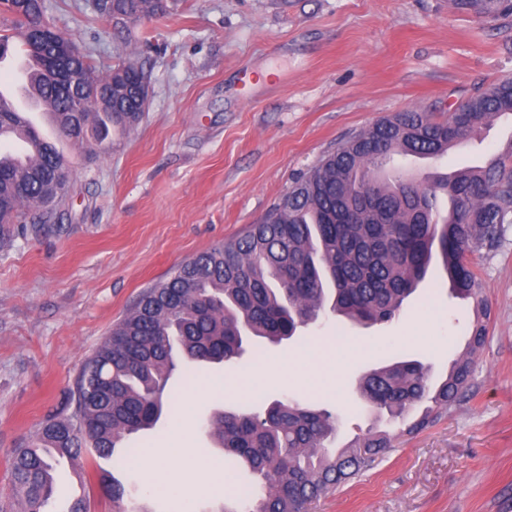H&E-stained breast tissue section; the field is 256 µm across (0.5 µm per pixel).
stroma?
Returning <instances> with one entry per match:
<instances>
[{
  "label": "stroma",
  "mask_w": 512,
  "mask_h": 512,
  "mask_svg": "<svg viewBox=\"0 0 512 512\" xmlns=\"http://www.w3.org/2000/svg\"><path fill=\"white\" fill-rule=\"evenodd\" d=\"M46 16L100 68L136 58L149 98L137 129L98 154L57 137L73 180L53 216L60 233L0 248V503L11 499L9 461L48 416L67 410L85 359L139 294L180 263L258 223L301 173L376 120L416 109L435 119L491 84L512 80V15L493 21L454 0H167L165 12L117 33L84 0H49ZM476 147L439 160L395 158L419 177L484 162L512 140V123L483 130ZM490 308L472 387L437 424L402 437L372 469L314 502L310 512H512V240L475 261ZM474 315L432 272L397 321L346 327L351 342L335 374L310 353L334 335L330 318L234 368L201 370L138 441L148 448L189 429L204 458H222L203 426L214 409L287 394L326 403L341 441L372 419L353 387L391 351L446 375L465 350ZM434 337L435 345L420 342ZM293 360L288 379L224 395L208 383L246 376L264 362ZM225 493L197 473L177 492L150 491L137 468L123 480L154 512H215ZM83 495L112 512L96 481L77 483L62 464L54 508Z\"/></svg>",
  "instance_id": "obj_1"
}]
</instances>
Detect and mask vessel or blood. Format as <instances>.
<instances>
[{"instance_id": "vessel-or-blood-1", "label": "vessel or blood", "mask_w": 512, "mask_h": 512, "mask_svg": "<svg viewBox=\"0 0 512 512\" xmlns=\"http://www.w3.org/2000/svg\"><path fill=\"white\" fill-rule=\"evenodd\" d=\"M1 63L23 76L22 81L0 85V99L12 105L20 114L18 126L0 138L11 143V157L24 163L36 151L35 144L27 136V130L35 126L36 113L46 112L48 106L31 86L30 77L37 71L38 66L30 55L10 56Z\"/></svg>"}]
</instances>
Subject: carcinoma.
I'll return each instance as SVG.
<instances>
[{"label": "carcinoma", "instance_id": "obj_1", "mask_svg": "<svg viewBox=\"0 0 512 512\" xmlns=\"http://www.w3.org/2000/svg\"><path fill=\"white\" fill-rule=\"evenodd\" d=\"M128 19L152 17L164 0H127ZM11 15L0 25V58L14 39L41 67L40 94L55 108L60 133L81 148L106 153L112 134H129L142 119L135 89L143 70L127 60L105 70L80 51L59 49L74 38L44 20L43 0H0ZM480 18L512 13V0H459ZM512 116V83H495L471 96L462 111L434 119L410 110L382 118L324 155L292 182L257 224L218 244L144 289L88 357L71 393L72 412L46 417L10 458L9 512H47L55 463L89 453L112 462L96 477L127 512L119 474L137 452L131 439L152 430L171 388L186 384L205 364L236 363L293 338L328 315L366 328L389 325L430 268L433 248L452 293L470 300L476 319L466 352L434 381L415 356L394 355L364 373L355 393L371 411L406 422L412 434L436 423L471 386L475 357L486 339L487 304L471 256L490 257L512 228V140L483 165L440 173L432 183L383 173L392 158L438 159L467 145L481 129ZM71 170L50 143H40L25 169L0 154V246L40 236L69 192ZM39 223L27 221L31 210ZM339 419L326 407L281 396L254 409L213 414L206 433L232 465L246 464L256 485L243 483L247 512H308L333 488L371 468L398 436L370 428L331 448Z\"/></svg>", "mask_w": 512, "mask_h": 512}]
</instances>
